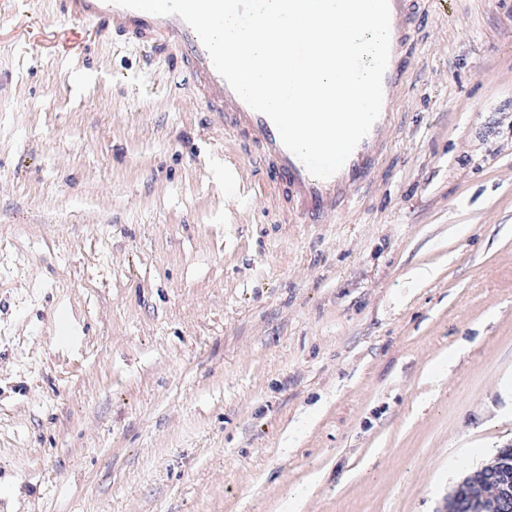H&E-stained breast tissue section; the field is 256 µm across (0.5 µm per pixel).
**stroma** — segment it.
<instances>
[{
    "label": "stroma",
    "mask_w": 512,
    "mask_h": 512,
    "mask_svg": "<svg viewBox=\"0 0 512 512\" xmlns=\"http://www.w3.org/2000/svg\"><path fill=\"white\" fill-rule=\"evenodd\" d=\"M415 42L303 224L166 51L0 0V512H448L512 446V0Z\"/></svg>",
    "instance_id": "stroma-1"
}]
</instances>
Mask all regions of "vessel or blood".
I'll return each mask as SVG.
<instances>
[{
	"mask_svg": "<svg viewBox=\"0 0 512 512\" xmlns=\"http://www.w3.org/2000/svg\"><path fill=\"white\" fill-rule=\"evenodd\" d=\"M417 4L418 0H389L390 56L383 76L381 113L344 166L333 176L318 179L283 145L273 122L250 108L215 70L199 37L179 16L153 15L112 4L111 0H58L59 11L67 18L99 21L109 30L139 42L161 44L174 52L208 110L221 125L255 146L282 189L289 211L307 224L325 223L375 177L390 146L398 100L415 52L412 23Z\"/></svg>",
	"mask_w": 512,
	"mask_h": 512,
	"instance_id": "vessel-or-blood-1",
	"label": "vessel or blood"
}]
</instances>
